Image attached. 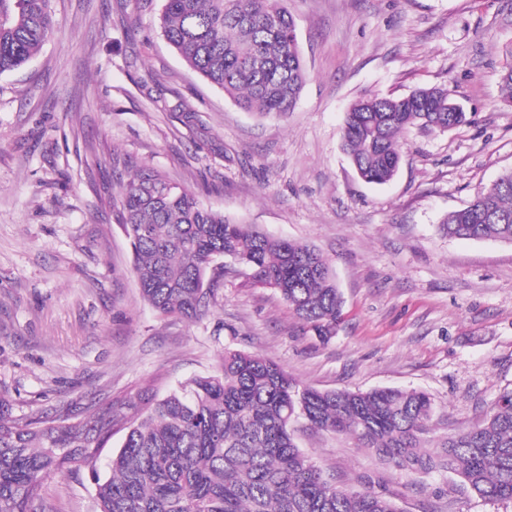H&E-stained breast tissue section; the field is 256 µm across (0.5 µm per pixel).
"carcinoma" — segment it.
Wrapping results in <instances>:
<instances>
[{
  "mask_svg": "<svg viewBox=\"0 0 512 512\" xmlns=\"http://www.w3.org/2000/svg\"><path fill=\"white\" fill-rule=\"evenodd\" d=\"M52 0H0V74L23 67L55 27ZM159 27L184 63L247 111L282 117L306 81L295 22L283 0H163ZM446 88L369 96L345 113L342 146L359 177L396 174L410 126L445 132L465 121ZM129 240L143 300L159 315L192 320L209 307L226 266L271 287L322 340L336 333L342 294L316 249L274 238L204 208L162 173L142 168L108 197ZM450 238L512 242V173L453 211ZM434 403L418 390L365 392L300 386L276 362L224 350L217 370L152 402L145 412L109 402L83 425L19 421L0 394V512H30L51 472H98L112 422H129L122 446L96 477L99 512H401L369 488H339L301 448L309 429L345 435L411 474L452 473L487 500H512V388L477 423L425 450Z\"/></svg>",
  "mask_w": 512,
  "mask_h": 512,
  "instance_id": "carcinoma-1",
  "label": "carcinoma"
}]
</instances>
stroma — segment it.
I'll use <instances>...</instances> for the list:
<instances>
[{
  "label": "stroma",
  "mask_w": 512,
  "mask_h": 512,
  "mask_svg": "<svg viewBox=\"0 0 512 512\" xmlns=\"http://www.w3.org/2000/svg\"><path fill=\"white\" fill-rule=\"evenodd\" d=\"M307 80L293 112L259 119L190 70L158 27L163 0H53L41 51L0 74V394L14 418H85L145 389L214 372L224 350L280 364L319 390H422L434 438L472 425L512 388V244L441 231L512 171L499 73L512 0H285ZM447 88L467 115L402 136L387 184L341 149L355 100ZM120 154L205 207L315 247L343 294L336 333L308 331L247 270L224 275L199 319L142 300L105 192ZM297 442L338 487H373L401 512H512L457 477L409 476L345 436ZM42 512H98L89 470L44 478Z\"/></svg>",
  "instance_id": "1"
}]
</instances>
